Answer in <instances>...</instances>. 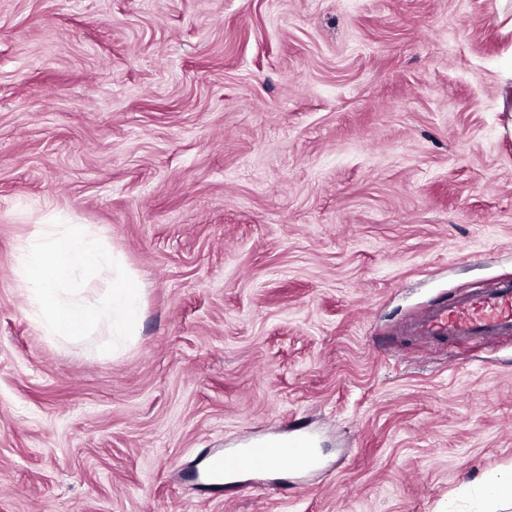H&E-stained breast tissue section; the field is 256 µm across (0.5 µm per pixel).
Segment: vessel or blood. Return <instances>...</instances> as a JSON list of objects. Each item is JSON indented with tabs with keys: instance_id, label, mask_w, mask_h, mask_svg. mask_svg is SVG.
<instances>
[{
	"instance_id": "obj_1",
	"label": "vessel or blood",
	"mask_w": 512,
	"mask_h": 512,
	"mask_svg": "<svg viewBox=\"0 0 512 512\" xmlns=\"http://www.w3.org/2000/svg\"><path fill=\"white\" fill-rule=\"evenodd\" d=\"M412 335L433 340L485 341L512 337V284H498L457 295L413 320ZM313 448L310 436L301 433L275 438L260 437L247 447L228 448L206 461L207 476L217 481L258 475L269 470L272 461L304 465Z\"/></svg>"
}]
</instances>
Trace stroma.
<instances>
[{
	"instance_id": "1",
	"label": "stroma",
	"mask_w": 512,
	"mask_h": 512,
	"mask_svg": "<svg viewBox=\"0 0 512 512\" xmlns=\"http://www.w3.org/2000/svg\"><path fill=\"white\" fill-rule=\"evenodd\" d=\"M497 0H0V512H486L512 339L403 323L512 278ZM92 225L114 351L30 321L18 245ZM313 432L310 473L204 458Z\"/></svg>"
}]
</instances>
